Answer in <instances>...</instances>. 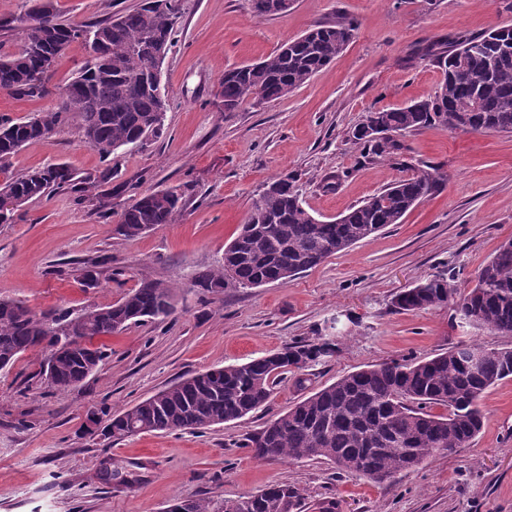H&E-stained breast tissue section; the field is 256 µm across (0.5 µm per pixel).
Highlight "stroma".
<instances>
[{
  "label": "stroma",
  "mask_w": 512,
  "mask_h": 512,
  "mask_svg": "<svg viewBox=\"0 0 512 512\" xmlns=\"http://www.w3.org/2000/svg\"><path fill=\"white\" fill-rule=\"evenodd\" d=\"M62 19L89 23L140 0H56ZM177 44L162 65L168 112L162 135L116 151L111 162L75 128L28 144L0 164V183L64 163L78 175L112 167L111 183L78 202L65 191L19 208L0 224V298L33 311L108 305L140 277L175 290L173 315L101 337L106 357L84 383L49 387L43 353L0 371V512H163L168 502L224 500L288 482L304 512L331 501L335 512H512V378L484 401L481 432L467 447L437 452L391 483L338 474L320 459H255L248 434L345 374L392 360H423L459 341L512 348V333L460 323L454 305L407 312L394 297L432 275L471 284L501 243L512 239V133L406 134L405 165L363 157L353 141L369 111L433 95L443 74L421 50L449 48L512 24V0H294L288 13L259 16L250 0H176ZM354 21L355 35L325 70L288 97L224 111L225 69L251 64L318 23ZM88 58L81 43L57 59L48 97L28 101L0 89V115L24 120L56 106L57 92ZM439 166L444 188L390 225L285 284L229 288L195 284L216 268L266 183L294 175L305 208L335 219L407 176V164ZM187 186L178 223L135 238L117 233L121 211L146 190ZM102 260L100 284L79 282L84 262ZM335 336L332 358L293 379L269 405L201 434L103 438L89 414L115 412L183 378L243 363L286 345ZM127 480L103 484L104 466Z\"/></svg>",
  "instance_id": "35a3bbf8"
}]
</instances>
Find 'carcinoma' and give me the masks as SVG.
<instances>
[{"mask_svg":"<svg viewBox=\"0 0 512 512\" xmlns=\"http://www.w3.org/2000/svg\"><path fill=\"white\" fill-rule=\"evenodd\" d=\"M259 16L288 12L285 0H251ZM21 48L0 54V89L16 97L43 99L56 58L72 43L89 47V59L65 85L54 107L22 121L0 119V162L21 147L50 138L77 123L80 138L104 157L142 146L162 133L158 113L167 111L161 82L153 75L152 52L171 51L176 34L174 0H142L139 7L106 20L70 24L58 19L54 0H35L19 19ZM355 25L340 19L321 23L262 61L224 71L220 96L224 111L236 112L251 100L262 105L288 96L329 66L348 46ZM443 81L433 97L403 107L369 112L353 133L367 155L399 159L402 137L440 126L478 133L512 132V25L474 37L460 36L457 48L433 54ZM381 126L398 139L380 141ZM401 178L352 207L338 219L320 220L303 206L295 178L265 186L237 237L225 248L220 267L196 278L204 292L255 288L313 269L391 224L401 223L415 205L445 183L435 165H407ZM112 181V168L80 177L68 166L34 169L0 184V194L26 204L56 190L81 201ZM180 186L143 194L120 214L117 231L138 237L184 212ZM100 262L84 263L80 278L98 286ZM458 296L456 312L475 327L512 333V240L504 242L478 272L474 285L458 291L444 275L418 282L395 296L402 311H419ZM174 312V289L142 277L111 305L51 309L39 314L24 302L0 299V370L27 351L48 354L44 373L56 387L75 386L99 367L104 351L98 337L126 330L146 319ZM336 352L328 340L298 342L260 357L222 367L205 380L193 375L108 418L103 436L115 441L158 431H199L244 418L266 407L287 375L304 385L303 371ZM477 355L476 366L467 357ZM512 377V348L460 342L428 360L391 361L353 371L324 386L248 437L245 447L257 460L321 458L343 474L382 484L421 465L432 453L463 448L483 426L481 404L489 390ZM448 408L435 414L432 407ZM301 494L286 482L254 495L226 499L216 510L201 500L187 512H296Z\"/></svg>","mask_w":512,"mask_h":512,"instance_id":"carcinoma-1","label":"carcinoma"}]
</instances>
